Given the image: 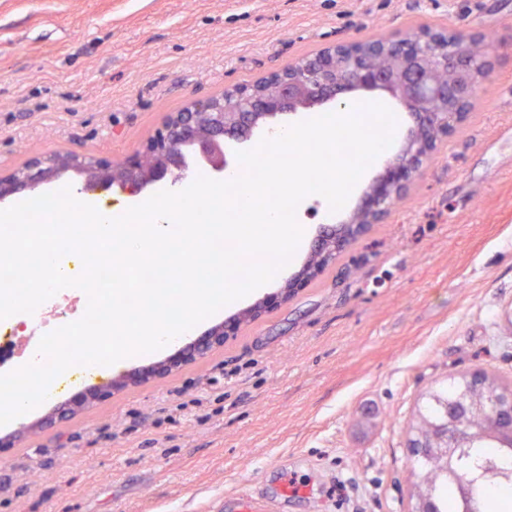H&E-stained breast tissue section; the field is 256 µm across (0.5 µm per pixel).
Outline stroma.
<instances>
[{
  "label": "stroma",
  "instance_id": "stroma-1",
  "mask_svg": "<svg viewBox=\"0 0 512 512\" xmlns=\"http://www.w3.org/2000/svg\"><path fill=\"white\" fill-rule=\"evenodd\" d=\"M459 29L490 38L493 74L390 217L287 302L300 250L258 320L170 375L109 388L68 369L0 425V512H214L249 491L266 512H411L409 431L429 394L474 369L512 385V0H0V175L71 149L118 164L191 101L346 39ZM307 196L317 239L348 220ZM290 472L300 493L270 482Z\"/></svg>",
  "mask_w": 512,
  "mask_h": 512
}]
</instances>
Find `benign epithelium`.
Listing matches in <instances>:
<instances>
[{"label": "benign epithelium", "mask_w": 512, "mask_h": 512, "mask_svg": "<svg viewBox=\"0 0 512 512\" xmlns=\"http://www.w3.org/2000/svg\"><path fill=\"white\" fill-rule=\"evenodd\" d=\"M448 42L439 38L441 31L425 28L394 38H372L336 42L321 50L312 70L282 71L270 74L277 82L274 92L258 96L236 89L231 99L216 103H194L191 110L171 115L146 143L145 152L160 156L155 166L144 164L138 153L122 165L112 164L77 152L59 153L50 158H34L22 173L0 176V201L20 190H33L68 171H77L88 181L107 185L114 171L121 174V184L135 193L169 178L180 179L189 169V161L208 165L225 178L232 168L224 152V138L247 140L254 128L255 115L272 118L296 114L320 104L344 101L337 96L354 92L385 91L397 99L415 119L401 151L388 163L366 193L356 214L365 215L368 224L355 223L353 237L364 235L371 224H381L390 216L392 204L408 194L413 176L425 160L438 151L443 136L422 141L427 128L452 133L474 106L476 88L493 72L489 55L474 57L467 51L471 35L462 30H448ZM239 324L235 317L212 328L189 345L182 357H202L215 346L224 344ZM173 362H163L135 370L112 382V389L140 384L171 372ZM483 378L470 375L450 399L443 417L431 423L428 443L420 454L448 459L458 448H469L479 437H491L501 446L512 447V386L495 393L483 391Z\"/></svg>", "instance_id": "7a95c632"}]
</instances>
